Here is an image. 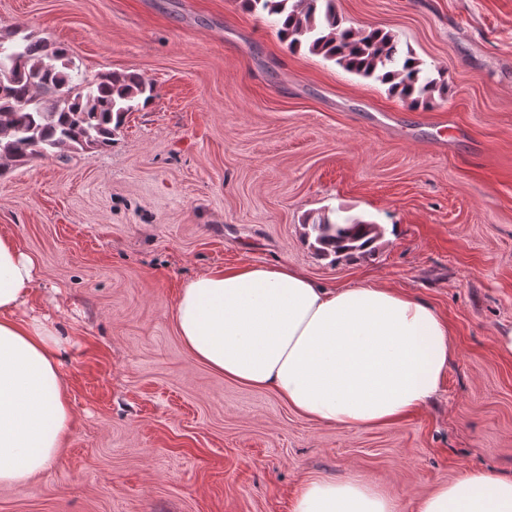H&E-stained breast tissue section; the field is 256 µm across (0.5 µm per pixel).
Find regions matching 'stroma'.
<instances>
[{
	"label": "stroma",
	"mask_w": 512,
	"mask_h": 512,
	"mask_svg": "<svg viewBox=\"0 0 512 512\" xmlns=\"http://www.w3.org/2000/svg\"><path fill=\"white\" fill-rule=\"evenodd\" d=\"M390 32L446 94L410 106L238 0H0V34L67 47L86 78L155 98L109 147L0 175V229L37 264L34 314L65 340L72 434L0 512H291L303 481L359 472L415 512L482 469L512 477V0H334ZM385 226L361 259L318 255L308 217ZM293 266L431 305L453 350L438 394L349 430L225 380L176 333L216 267Z\"/></svg>",
	"instance_id": "stroma-1"
}]
</instances>
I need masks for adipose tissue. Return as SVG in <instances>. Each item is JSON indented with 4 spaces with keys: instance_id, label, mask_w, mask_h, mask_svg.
I'll return each mask as SVG.
<instances>
[{
    "instance_id": "ef3b65f1",
    "label": "adipose tissue",
    "mask_w": 512,
    "mask_h": 512,
    "mask_svg": "<svg viewBox=\"0 0 512 512\" xmlns=\"http://www.w3.org/2000/svg\"><path fill=\"white\" fill-rule=\"evenodd\" d=\"M36 263L0 231V485L23 487L57 457L72 411L56 326L27 314ZM181 342L225 379L274 393L300 416L370 429L423 407L452 351L429 304L371 283L327 288L295 267L215 268L181 286ZM396 497L358 472L306 481L292 512H400ZM416 512H512V478L488 471L420 495Z\"/></svg>"
}]
</instances>
